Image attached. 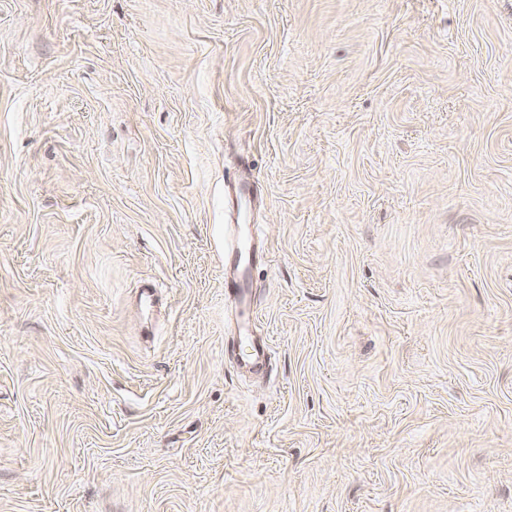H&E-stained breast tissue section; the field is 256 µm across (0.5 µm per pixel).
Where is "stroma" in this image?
<instances>
[{
	"instance_id": "1",
	"label": "stroma",
	"mask_w": 512,
	"mask_h": 512,
	"mask_svg": "<svg viewBox=\"0 0 512 512\" xmlns=\"http://www.w3.org/2000/svg\"><path fill=\"white\" fill-rule=\"evenodd\" d=\"M0 512H512V0H0ZM241 207L231 224L226 225L228 239L224 241V295L235 301L239 321L236 341L241 349V362L250 368H259L268 363L269 346L262 336L252 331L256 319L255 295L251 290L252 267L255 257L257 228L251 232L240 224ZM233 224V225H232ZM232 269L229 273L226 269Z\"/></svg>"
}]
</instances>
